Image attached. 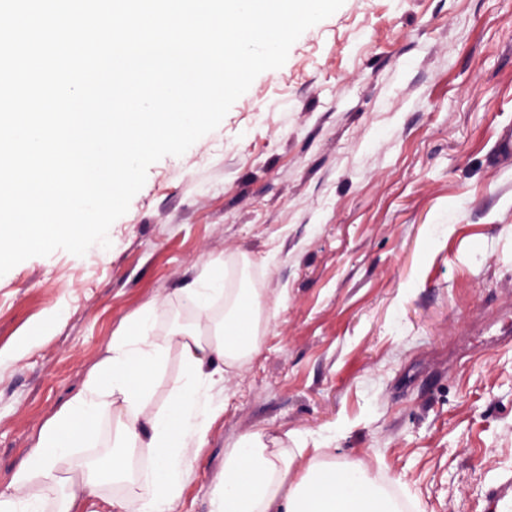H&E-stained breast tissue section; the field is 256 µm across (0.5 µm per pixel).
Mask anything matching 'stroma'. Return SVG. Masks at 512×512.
<instances>
[{"label":"stroma","instance_id":"stroma-1","mask_svg":"<svg viewBox=\"0 0 512 512\" xmlns=\"http://www.w3.org/2000/svg\"><path fill=\"white\" fill-rule=\"evenodd\" d=\"M512 0H344L214 131L152 164L108 255L0 276V491L145 304L162 339L222 260L260 294L174 512H211L238 440L357 464L413 512H492L512 479ZM443 232H435V225ZM184 378L170 346L143 406Z\"/></svg>","mask_w":512,"mask_h":512}]
</instances>
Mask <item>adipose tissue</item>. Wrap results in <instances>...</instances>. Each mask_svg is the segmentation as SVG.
Instances as JSON below:
<instances>
[{"label": "adipose tissue", "instance_id": "1", "mask_svg": "<svg viewBox=\"0 0 512 512\" xmlns=\"http://www.w3.org/2000/svg\"><path fill=\"white\" fill-rule=\"evenodd\" d=\"M156 310V304H146L113 336L83 389L41 429L8 491L0 492V512H47L48 493L60 481L62 464L78 449L94 446L103 417L112 413L122 420L121 445L69 481L57 512H92L98 488L125 479L132 455L143 448L149 452V482L112 499V512H171L209 424L224 410L226 368L259 350V294L238 289L231 310L211 335L192 328L176 330L164 341L154 339ZM173 343L181 349L184 380L163 408L144 417L142 406ZM294 459L287 450L268 448L261 434L241 437L226 460L223 480L213 488L212 512H395L392 500L354 465L313 464L293 487H286Z\"/></svg>", "mask_w": 512, "mask_h": 512}]
</instances>
